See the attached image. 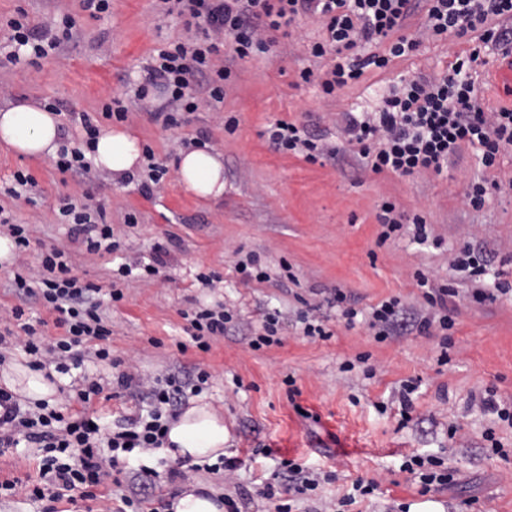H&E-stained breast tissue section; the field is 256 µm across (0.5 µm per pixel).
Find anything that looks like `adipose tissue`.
<instances>
[{
  "label": "adipose tissue",
  "mask_w": 512,
  "mask_h": 512,
  "mask_svg": "<svg viewBox=\"0 0 512 512\" xmlns=\"http://www.w3.org/2000/svg\"><path fill=\"white\" fill-rule=\"evenodd\" d=\"M60 125L58 113L29 100L0 108V143L20 155L50 158L60 146ZM93 158L96 166L116 182L135 174L143 161L138 139L118 128L101 132ZM177 176L197 197L217 199L224 193V162L211 148L182 151ZM0 383L32 403L53 401L57 394L56 384L44 372L21 363L0 371ZM167 439L169 445L164 452L171 459L214 463L224 454V420L208 403L194 400L170 422ZM168 512H224V501L211 487L191 484L171 498Z\"/></svg>",
  "instance_id": "adipose-tissue-1"
}]
</instances>
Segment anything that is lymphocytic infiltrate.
Returning a JSON list of instances; mask_svg holds the SVG:
<instances>
[{
	"instance_id": "lymphocytic-infiltrate-1",
	"label": "lymphocytic infiltrate",
	"mask_w": 512,
	"mask_h": 512,
	"mask_svg": "<svg viewBox=\"0 0 512 512\" xmlns=\"http://www.w3.org/2000/svg\"><path fill=\"white\" fill-rule=\"evenodd\" d=\"M165 14L177 15L186 26L200 28L195 40L178 42L151 55L146 75L137 85L136 100L161 98L153 116L164 126L175 127L179 117L199 109L194 88L204 79L213 102L224 100V83L231 76L228 68H215L223 38H232L238 58L266 50L267 38L298 16L319 19L325 29L323 41L312 47L314 57H331L332 65L321 79L324 94L358 80L366 69H382L392 59L413 52L417 43L402 30L415 11V0H158ZM426 23L436 37L461 38L481 31L484 43L502 54L512 53V0H424ZM8 36L0 43V58L9 63L39 60L61 52L74 37L71 16H62L38 27L30 26L26 12L6 22ZM464 61H457L451 72L441 76H418L403 81L386 99L379 114L365 112L343 115L345 129L359 146V155L368 159L374 172L410 176L422 171L442 172L463 147H480L481 163L491 169L498 156L512 146V109L484 110L477 102L475 87L464 76ZM82 144L59 150L54 165L60 172L83 176L93 172L91 154L101 133L97 122L82 115ZM269 139L281 151L303 153L310 162L323 155L324 148L305 128L283 120L270 127ZM70 220L71 234L82 241L87 252H112V226L102 206L67 200L60 209ZM417 282L425 290L427 303L438 316H424L416 330L430 334L432 328L451 329L454 321L448 300L455 289L430 286L425 275ZM13 286L19 298H35L52 312L63 336L44 343L31 325L24 324L15 343L33 357L34 367L55 364L58 370L80 366L81 345L99 342L97 358L106 360V345L112 327L101 313L100 286L84 281L74 272L72 256L63 248L42 251L35 269L15 272ZM118 388L136 392L148 399V414L122 416L115 429L101 428V410L95 397L103 392L95 380L77 389L74 409L62 414L24 409L7 390L0 388V449L9 450L27 443L44 452L39 464L40 481L29 489L34 500L46 501L45 512H58L59 502H75L88 497L90 489L103 486L119 475L146 451L162 447L172 407L181 402L185 390L175 378L166 385L122 373ZM403 471L418 472L422 493L447 490L454 475L441 458L410 456Z\"/></svg>"
}]
</instances>
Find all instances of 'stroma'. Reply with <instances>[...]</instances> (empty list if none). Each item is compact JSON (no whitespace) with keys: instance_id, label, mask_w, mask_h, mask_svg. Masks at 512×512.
<instances>
[{"instance_id":"obj_1","label":"stroma","mask_w":512,"mask_h":512,"mask_svg":"<svg viewBox=\"0 0 512 512\" xmlns=\"http://www.w3.org/2000/svg\"><path fill=\"white\" fill-rule=\"evenodd\" d=\"M25 10L31 23L71 15L76 34L59 55L32 66L0 63V106L24 100L61 105L64 143L74 144L80 116L89 113L102 128L104 103L129 99L126 126L150 147L168 172L151 196L139 191L145 171L113 182L102 170L88 180L60 173L48 159L23 157L0 145V207L14 222L29 225L31 250L17 253L12 264L0 266V318L23 306L24 320L39 338L52 341L61 328L38 302L20 301L11 283L14 271L35 266L38 252L69 244V226L59 213L64 197L92 195L104 207L120 248L113 253L75 251V271L101 286L104 317L112 325L111 361L85 355L80 368L61 374L63 390L98 379L111 399L103 424H112L116 410L147 412L148 402L118 391L115 379L128 372L145 378L175 375L195 381L204 371L209 379L200 392L224 418V455L243 461L232 481L207 464H187L185 480L172 482L158 466L155 485L130 472L109 496L77 500V512H141L144 501H168L184 484L203 483L218 493L253 499L247 512H274L288 503L292 512H334L354 480L375 481L373 494L357 499L348 512H512V424L483 410L488 391L512 404V293L482 305L470 303L475 284L456 272L451 260L464 247L482 250L490 274L481 287L493 290L492 273L512 263V149L498 165L484 169L478 150L466 149L442 173L401 177L374 172L351 144L341 123L346 112L377 109L399 79L449 70L459 58L478 52L470 70L482 108H512V76L508 63L481 48L477 34L462 38L429 36L424 11H416L403 29L418 43L410 55L393 59L387 68L368 69L357 83L323 94L314 83H303L302 70H326L327 60L312 57L310 47L323 36L321 23L299 17L286 32L276 33L267 52L238 59L234 42L225 39L215 66L231 67L224 100L211 102L198 89L197 112L182 125L162 127L146 107L133 103L134 88L152 53L167 43L188 42L198 34L178 18L160 11L156 0H112L110 14L93 17L79 0H0V15ZM284 120L321 137L335 155L311 163L299 154L276 150L267 130ZM235 130H228V122ZM207 142L224 158V195L219 200L196 197L179 182L175 169L182 150L195 140ZM28 170L37 183L35 202L15 198L5 189L16 170ZM492 181L482 208L466 199L471 183ZM392 202L403 227L397 236L380 241L381 206ZM136 224H127V215ZM427 222L440 247L423 246L413 237L414 216ZM170 249L158 274L140 269L130 277L118 274L121 264L150 261L157 245ZM257 257L269 280L245 279L238 261ZM436 285H452L454 325L447 335L422 336L413 331L415 318L427 305L416 286V272ZM212 276V285L198 277ZM123 292L109 297L110 288ZM342 290L359 312L347 324L338 307L328 304ZM401 300L400 319L407 331L378 340L368 326V313L379 302ZM223 303L233 318L222 336L201 350L189 331L187 313ZM319 306L326 337L304 336L300 317ZM281 315L280 343L249 348L260 333L264 314ZM417 386L414 409L402 421L403 384ZM297 388L289 398V388ZM456 437H449L450 428ZM504 452L490 451V439ZM256 448L273 449L271 457L247 456ZM443 458L455 472L456 484L442 493L421 494L412 475L400 466L412 455ZM294 460L310 472H335L316 496L290 501L280 494L272 503L255 497L256 484L282 483L278 458Z\"/></svg>"}]
</instances>
